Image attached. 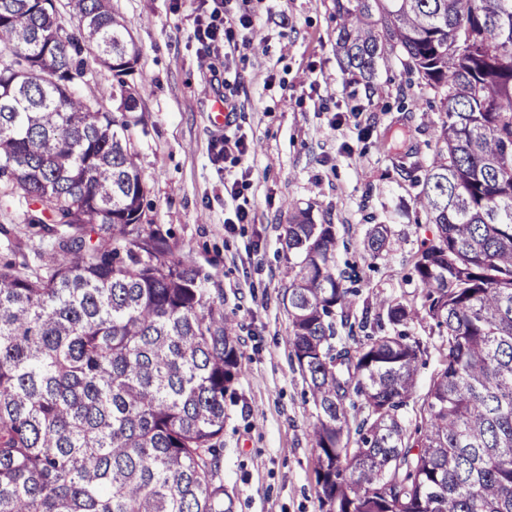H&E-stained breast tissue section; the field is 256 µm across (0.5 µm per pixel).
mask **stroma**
I'll return each mask as SVG.
<instances>
[{"instance_id": "stroma-1", "label": "stroma", "mask_w": 512, "mask_h": 512, "mask_svg": "<svg viewBox=\"0 0 512 512\" xmlns=\"http://www.w3.org/2000/svg\"><path fill=\"white\" fill-rule=\"evenodd\" d=\"M139 52L130 81L139 92L136 163L148 183V217L171 231L181 254L216 274L224 315L243 352V371L224 407V489L232 512H319L317 454L308 424L315 408L285 338L288 281L281 238L291 207L333 224L339 239L391 228V251L374 259L337 250L356 266L360 297L418 294L412 255L427 234L414 197L431 163L434 94L387 50L373 84L342 72L335 0H224L252 16L254 44L213 49L193 37L199 0H111ZM222 99L252 144L244 188L250 219L234 223L224 172L211 144L223 136L212 112ZM25 202H0V262L34 259L53 234L24 223Z\"/></svg>"}]
</instances>
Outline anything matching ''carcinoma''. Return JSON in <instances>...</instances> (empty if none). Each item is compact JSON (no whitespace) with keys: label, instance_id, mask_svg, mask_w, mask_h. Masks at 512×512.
Masks as SVG:
<instances>
[{"label":"carcinoma","instance_id":"carcinoma-1","mask_svg":"<svg viewBox=\"0 0 512 512\" xmlns=\"http://www.w3.org/2000/svg\"><path fill=\"white\" fill-rule=\"evenodd\" d=\"M61 7L69 26L43 0H0V196L57 234L39 263H0V512H231L238 336L215 275L148 223L127 28L109 0ZM336 14L344 70L370 83L397 47L441 116L415 196L433 225L413 254L418 300L351 312L335 225L298 209L285 228L321 512H512V0H336ZM86 47L112 73V112L80 92ZM361 246L387 255V226Z\"/></svg>","mask_w":512,"mask_h":512}]
</instances>
